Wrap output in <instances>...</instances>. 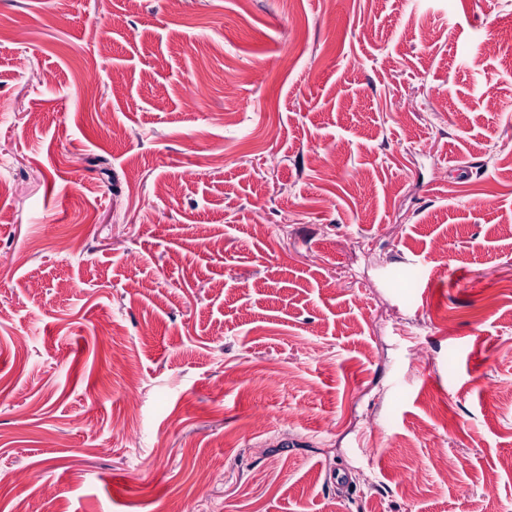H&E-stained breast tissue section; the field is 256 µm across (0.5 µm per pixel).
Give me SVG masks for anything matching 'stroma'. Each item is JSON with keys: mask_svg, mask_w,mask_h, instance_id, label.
I'll list each match as a JSON object with an SVG mask.
<instances>
[{"mask_svg": "<svg viewBox=\"0 0 512 512\" xmlns=\"http://www.w3.org/2000/svg\"><path fill=\"white\" fill-rule=\"evenodd\" d=\"M508 55L512 0H0V512H512Z\"/></svg>", "mask_w": 512, "mask_h": 512, "instance_id": "obj_1", "label": "stroma"}]
</instances>
